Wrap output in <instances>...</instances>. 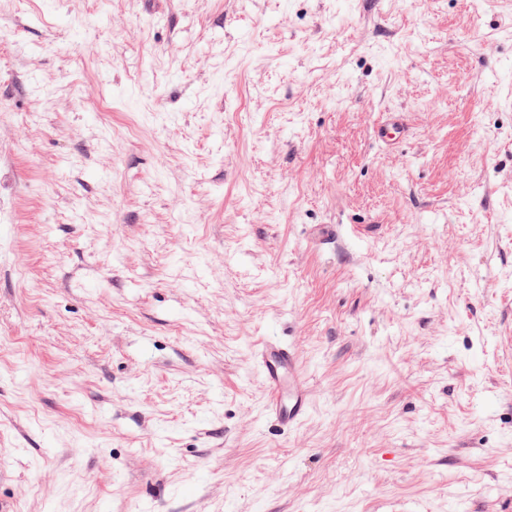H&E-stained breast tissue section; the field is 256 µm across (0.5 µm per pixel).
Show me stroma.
<instances>
[{
  "label": "stroma",
  "mask_w": 512,
  "mask_h": 512,
  "mask_svg": "<svg viewBox=\"0 0 512 512\" xmlns=\"http://www.w3.org/2000/svg\"><path fill=\"white\" fill-rule=\"evenodd\" d=\"M0 504L512 512V0H0ZM260 367L267 387L266 411L276 418L281 427L290 428L306 416L308 401L304 376L291 347L277 341L265 342L259 354ZM288 392V405L283 404Z\"/></svg>",
  "instance_id": "35a3bbf8"
}]
</instances>
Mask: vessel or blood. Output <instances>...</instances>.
<instances>
[{
    "label": "vessel or blood",
    "mask_w": 512,
    "mask_h": 512,
    "mask_svg": "<svg viewBox=\"0 0 512 512\" xmlns=\"http://www.w3.org/2000/svg\"><path fill=\"white\" fill-rule=\"evenodd\" d=\"M267 387L266 411L280 426L290 428L306 416L308 401L304 376L294 350L277 341L265 342L259 354Z\"/></svg>",
    "instance_id": "obj_1"
}]
</instances>
